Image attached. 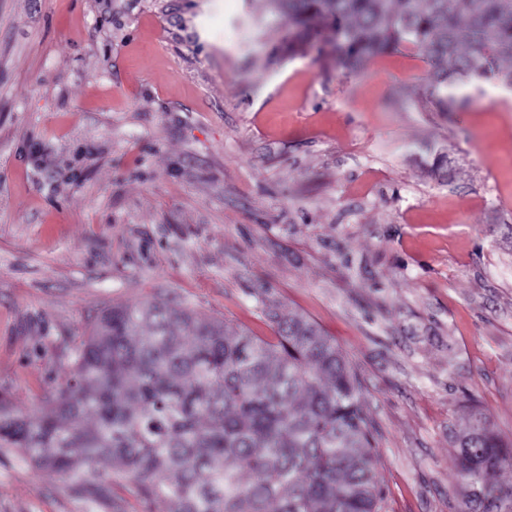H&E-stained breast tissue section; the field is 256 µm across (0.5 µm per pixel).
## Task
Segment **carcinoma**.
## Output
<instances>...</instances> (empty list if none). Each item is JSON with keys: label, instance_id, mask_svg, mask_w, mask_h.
Masks as SVG:
<instances>
[{"label": "carcinoma", "instance_id": "cac0c4a2", "mask_svg": "<svg viewBox=\"0 0 512 512\" xmlns=\"http://www.w3.org/2000/svg\"><path fill=\"white\" fill-rule=\"evenodd\" d=\"M290 52L332 32L357 70L411 49L430 95L512 85V0H272ZM271 340L164 300L105 310L74 355V377L34 416L0 403V447L76 478L99 462L167 512H382L376 458L348 361L301 316L268 307ZM459 471L479 512H512V443L477 419Z\"/></svg>", "mask_w": 512, "mask_h": 512}]
</instances>
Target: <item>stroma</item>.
I'll list each match as a JSON object with an SVG mask.
<instances>
[{
    "mask_svg": "<svg viewBox=\"0 0 512 512\" xmlns=\"http://www.w3.org/2000/svg\"><path fill=\"white\" fill-rule=\"evenodd\" d=\"M287 31L270 0H0V398L36 414L114 305L261 338L269 305L355 372L383 512H464L459 434L512 442V94L446 109L411 50L349 71ZM165 510L0 448V512Z\"/></svg>",
    "mask_w": 512,
    "mask_h": 512,
    "instance_id": "obj_1",
    "label": "stroma"
}]
</instances>
